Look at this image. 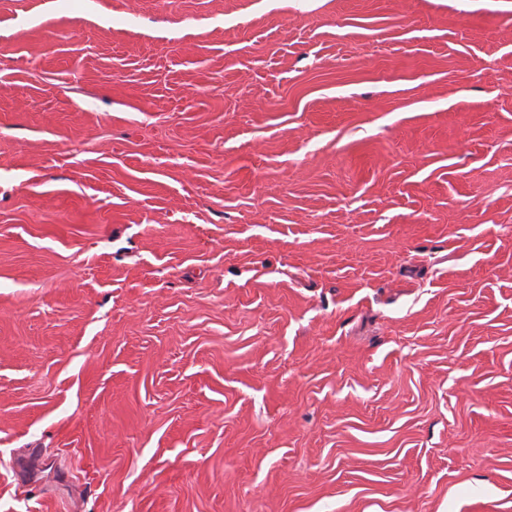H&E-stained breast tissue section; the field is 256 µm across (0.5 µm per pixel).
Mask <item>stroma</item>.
<instances>
[{"label": "stroma", "mask_w": 512, "mask_h": 512, "mask_svg": "<svg viewBox=\"0 0 512 512\" xmlns=\"http://www.w3.org/2000/svg\"><path fill=\"white\" fill-rule=\"evenodd\" d=\"M0 512H512V0H0Z\"/></svg>", "instance_id": "1"}]
</instances>
